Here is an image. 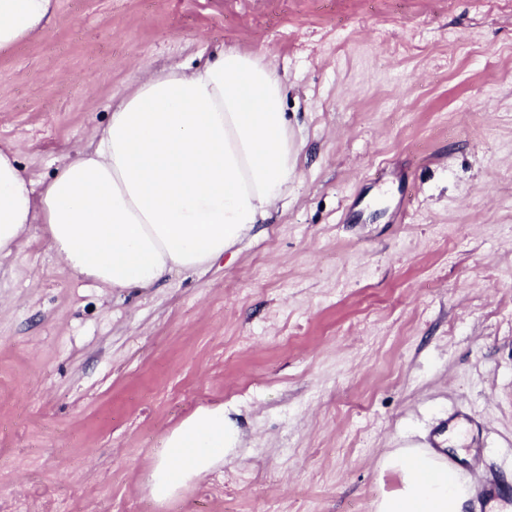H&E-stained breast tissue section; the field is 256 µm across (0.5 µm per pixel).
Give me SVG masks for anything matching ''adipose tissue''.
Returning <instances> with one entry per match:
<instances>
[{"mask_svg": "<svg viewBox=\"0 0 512 512\" xmlns=\"http://www.w3.org/2000/svg\"><path fill=\"white\" fill-rule=\"evenodd\" d=\"M53 9L54 0H0V49L34 37ZM287 97L272 63L226 46L189 72L144 73L50 178L33 180L0 148V257L39 224L63 268L103 288L205 270L265 220L296 174ZM236 438L223 408L196 411L167 437L153 496L210 470ZM382 469L398 486L376 512H461L471 494L435 451L397 449Z\"/></svg>", "mask_w": 512, "mask_h": 512, "instance_id": "ef3b65f1", "label": "adipose tissue"}]
</instances>
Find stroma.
Listing matches in <instances>:
<instances>
[{
    "label": "stroma",
    "instance_id": "35a3bbf8",
    "mask_svg": "<svg viewBox=\"0 0 512 512\" xmlns=\"http://www.w3.org/2000/svg\"><path fill=\"white\" fill-rule=\"evenodd\" d=\"M227 45L285 73L296 176L152 288L71 275L37 226L0 258V512H374L453 407L495 484L462 512H512V0H56L0 51V148L51 177L142 68ZM219 405L235 447L154 500Z\"/></svg>",
    "mask_w": 512,
    "mask_h": 512
}]
</instances>
